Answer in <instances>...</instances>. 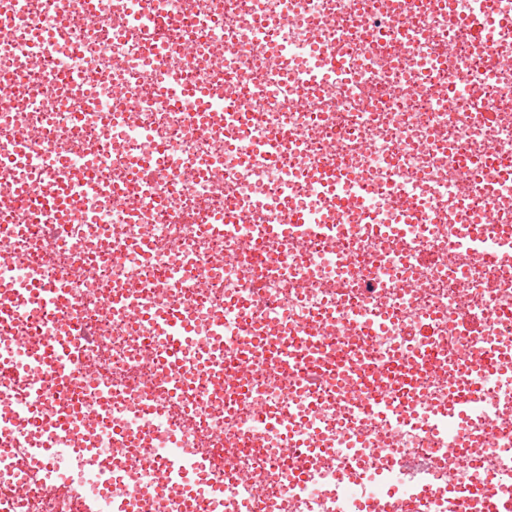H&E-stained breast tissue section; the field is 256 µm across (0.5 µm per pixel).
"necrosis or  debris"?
I'll return each instance as SVG.
<instances>
[{
	"mask_svg": "<svg viewBox=\"0 0 512 512\" xmlns=\"http://www.w3.org/2000/svg\"><path fill=\"white\" fill-rule=\"evenodd\" d=\"M493 15L507 27L471 39ZM8 20L0 78L17 96L0 101V149L27 166L0 164V275L66 292L46 310L0 298V349L24 361L71 342L79 362L62 384L42 371L39 401L0 378V437L28 440L0 447V512H481L489 469L512 493V392L471 379L464 420L454 396L487 346L512 360V0H30ZM345 175L352 216L325 200ZM89 180L92 220L49 209L32 223V205ZM300 210L314 232L267 235ZM120 297L144 313H112ZM177 308L229 359L316 325L342 358L310 411L295 360L246 377L252 394L220 389L167 363L155 315ZM415 352L433 369L414 395L356 369ZM362 384L392 412L349 405ZM34 408L93 415V430L37 457ZM171 453L187 484L161 497Z\"/></svg>",
	"mask_w": 512,
	"mask_h": 512,
	"instance_id": "necrosis-or-debris-1",
	"label": "necrosis or debris"
}]
</instances>
